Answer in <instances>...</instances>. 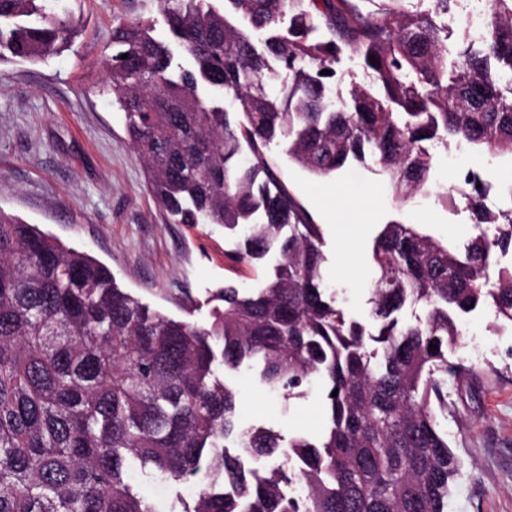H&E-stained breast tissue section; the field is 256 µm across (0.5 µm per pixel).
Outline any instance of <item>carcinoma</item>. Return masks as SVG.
Wrapping results in <instances>:
<instances>
[{"label":"carcinoma","instance_id":"obj_1","mask_svg":"<svg viewBox=\"0 0 512 512\" xmlns=\"http://www.w3.org/2000/svg\"><path fill=\"white\" fill-rule=\"evenodd\" d=\"M361 2L160 0L169 39L149 19L113 27L107 79L170 223L222 224L237 261L277 262L258 288L224 285L204 327L0 209V512H447L462 467L441 428L448 376L471 372L453 359L458 317L488 303L512 324V272L483 281L512 248V217L481 204L483 179L460 196L494 225L490 239L450 248L415 224L383 225L371 332L326 296L321 225L269 151L320 180L369 157L400 200L427 186L439 139L512 155V0H487L480 46L465 24L451 59L433 16L458 0L430 12ZM288 14V35L260 47L237 24L273 31ZM320 25L329 37L311 39ZM74 37L50 0H0V62L42 61ZM343 46L366 80L334 109L326 72ZM283 74L288 87L268 92ZM407 306L423 308L414 323L399 318ZM245 363L289 399L323 379L327 428L288 441L286 470L261 463L283 452L279 432L237 427L219 369ZM137 475L191 484L192 502L148 498Z\"/></svg>","mask_w":512,"mask_h":512}]
</instances>
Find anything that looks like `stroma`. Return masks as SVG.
<instances>
[{"mask_svg":"<svg viewBox=\"0 0 512 512\" xmlns=\"http://www.w3.org/2000/svg\"><path fill=\"white\" fill-rule=\"evenodd\" d=\"M58 7L79 27L69 50L38 63H0V208L87 251L152 307L208 325L216 289L227 283L258 287L276 257L268 255L260 266L235 263L222 226L168 223L148 192L102 63L112 53L115 20L159 18L160 4L58 0ZM333 68L328 88L342 105L362 69L346 47ZM271 155L282 181L322 226L325 285L346 318L366 325L377 277L372 249L383 225L416 224L451 246L492 236L493 225L476 223L463 200L442 198L472 169L491 185L489 209L512 207V157H493L455 140L435 148L427 192L406 202L394 198L386 174L373 163L317 180L289 163L280 148ZM461 329L457 356L473 374L448 383V440L463 464L448 512H512V326L481 304L462 315ZM226 380L237 390L241 427L274 428L287 440L322 433L318 380L289 401L262 384L256 370L244 367Z\"/></svg>","mask_w":512,"mask_h":512,"instance_id":"1","label":"stroma"}]
</instances>
